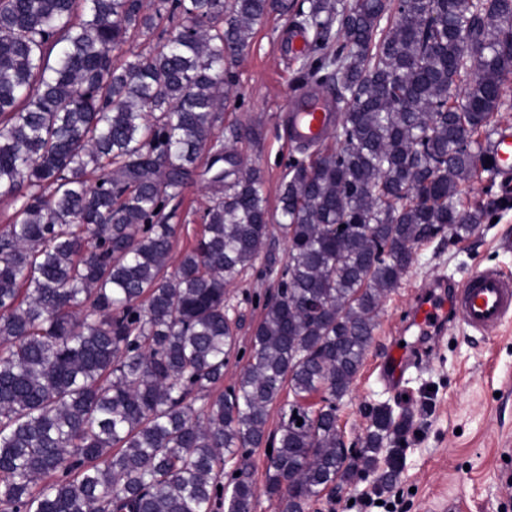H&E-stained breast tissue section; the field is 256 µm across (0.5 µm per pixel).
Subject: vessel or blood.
<instances>
[{"instance_id": "b4317fda", "label": "vessel or blood", "mask_w": 512, "mask_h": 512, "mask_svg": "<svg viewBox=\"0 0 512 512\" xmlns=\"http://www.w3.org/2000/svg\"><path fill=\"white\" fill-rule=\"evenodd\" d=\"M307 92L295 94L285 105L292 139L313 141L331 126V116L321 105H307ZM490 151L497 168L512 173V131L497 132ZM456 319L486 336L496 335L512 319V276L496 269H481L466 276L455 290L430 292L410 307L405 327L420 339L444 334L449 320ZM408 350H392L380 365V377L391 387H401Z\"/></svg>"}]
</instances>
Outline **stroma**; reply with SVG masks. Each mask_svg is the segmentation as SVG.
I'll return each instance as SVG.
<instances>
[{
    "mask_svg": "<svg viewBox=\"0 0 512 512\" xmlns=\"http://www.w3.org/2000/svg\"><path fill=\"white\" fill-rule=\"evenodd\" d=\"M292 33L291 15L277 11L256 26L234 69V89L220 112V135L264 175L272 223L253 269L225 297L230 316L240 321L243 351L272 290V274L287 259L277 222L286 161L296 152L284 110L298 88L299 61L287 48ZM213 196L203 181L186 185L174 218L181 228L174 254H181L194 233L201 231V215ZM492 196L502 199V206L489 209L468 239H436L419 246L415 263L384 302L364 364L350 394L339 404V426L349 441L364 431L366 404L399 403L411 412L413 430L404 466L387 494L394 510L363 507V496L372 491L367 479L324 496L318 512H441L451 498L462 504V512H512V489L505 484L512 477V321L492 338L459 323L452 325L437 349L417 352L403 390L386 388L377 374L378 363L402 341L405 312L421 284L443 275L460 281L476 268L512 275V249L499 246L500 239L512 238V193L499 182L485 191L480 181L466 185L463 193L465 202L473 206L486 205Z\"/></svg>",
    "mask_w": 512,
    "mask_h": 512,
    "instance_id": "35a3bbf8",
    "label": "stroma"
}]
</instances>
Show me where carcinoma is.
I'll return each instance as SVG.
<instances>
[{"instance_id": "carcinoma-1", "label": "carcinoma", "mask_w": 512, "mask_h": 512, "mask_svg": "<svg viewBox=\"0 0 512 512\" xmlns=\"http://www.w3.org/2000/svg\"><path fill=\"white\" fill-rule=\"evenodd\" d=\"M286 0H0V512H309L391 490L407 411L366 407L354 460L338 402L378 313L436 237H469L512 75V0H308L301 59L330 136L286 165L288 255L236 380L227 289L270 232L262 175L215 132L236 58ZM146 53L114 59L135 34ZM224 191L171 264L202 157ZM288 392L279 423L271 407ZM302 424H297V420Z\"/></svg>"}]
</instances>
